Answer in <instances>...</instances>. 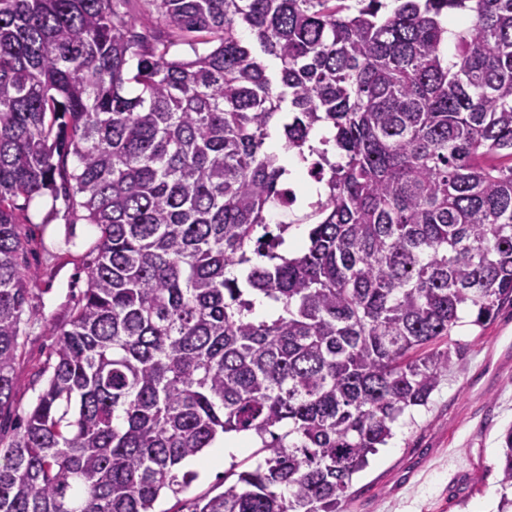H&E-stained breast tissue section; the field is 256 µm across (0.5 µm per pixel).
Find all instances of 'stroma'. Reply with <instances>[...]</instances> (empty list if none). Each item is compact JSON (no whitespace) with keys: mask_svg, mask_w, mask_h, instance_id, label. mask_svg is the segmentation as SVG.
Listing matches in <instances>:
<instances>
[{"mask_svg":"<svg viewBox=\"0 0 512 512\" xmlns=\"http://www.w3.org/2000/svg\"><path fill=\"white\" fill-rule=\"evenodd\" d=\"M16 204L23 263L37 283L23 315L13 407L0 415V433L7 436L45 386L51 331L69 322L87 287L98 236L65 199L21 197ZM474 318L472 311L461 312L452 339L462 361L427 405L394 423L387 445L354 475L346 512H496L503 493L496 467L500 436L512 426V307L481 326Z\"/></svg>","mask_w":512,"mask_h":512,"instance_id":"stroma-1","label":"stroma"}]
</instances>
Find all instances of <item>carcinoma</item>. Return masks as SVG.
<instances>
[{"instance_id":"obj_1","label":"carcinoma","mask_w":512,"mask_h":512,"mask_svg":"<svg viewBox=\"0 0 512 512\" xmlns=\"http://www.w3.org/2000/svg\"><path fill=\"white\" fill-rule=\"evenodd\" d=\"M122 2L0 0V410L36 282L16 199L60 180L99 230L0 437V512H156L228 433L259 459L187 512H344L461 357L459 313L512 306V0H151L148 34Z\"/></svg>"}]
</instances>
